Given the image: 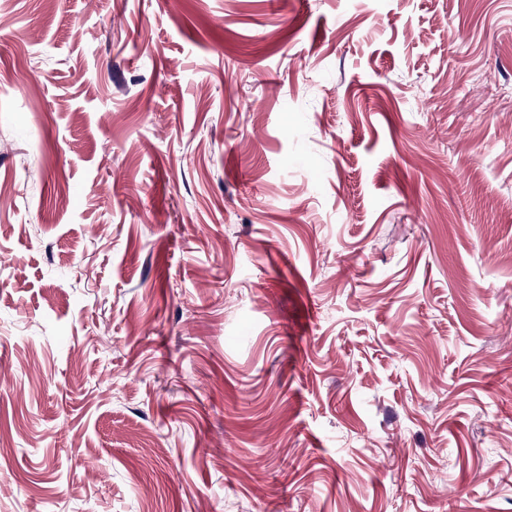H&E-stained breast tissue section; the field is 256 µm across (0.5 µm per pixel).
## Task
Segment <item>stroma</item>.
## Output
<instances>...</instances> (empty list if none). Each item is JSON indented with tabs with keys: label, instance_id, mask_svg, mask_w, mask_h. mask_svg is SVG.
<instances>
[{
	"label": "stroma",
	"instance_id": "1",
	"mask_svg": "<svg viewBox=\"0 0 512 512\" xmlns=\"http://www.w3.org/2000/svg\"><path fill=\"white\" fill-rule=\"evenodd\" d=\"M512 512V0H0V512Z\"/></svg>",
	"mask_w": 512,
	"mask_h": 512
}]
</instances>
